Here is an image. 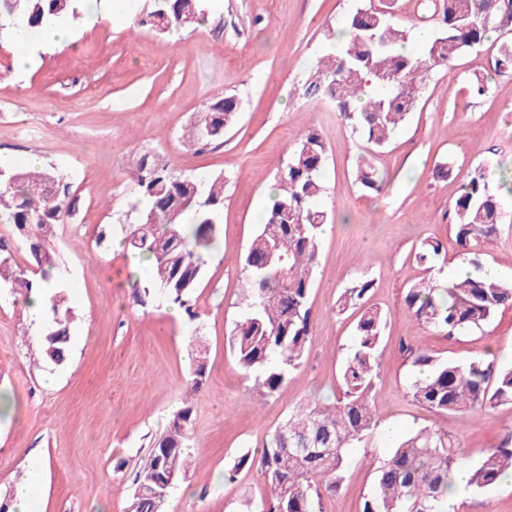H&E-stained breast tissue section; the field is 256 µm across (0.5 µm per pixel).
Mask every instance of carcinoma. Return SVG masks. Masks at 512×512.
<instances>
[{
  "label": "carcinoma",
  "mask_w": 512,
  "mask_h": 512,
  "mask_svg": "<svg viewBox=\"0 0 512 512\" xmlns=\"http://www.w3.org/2000/svg\"><path fill=\"white\" fill-rule=\"evenodd\" d=\"M442 25L425 35L427 60L402 51L412 35L393 23L386 0L356 8L346 20L347 38L336 55L322 59L308 90L332 101L370 149H381L418 104L417 77L421 69L442 66L447 72L467 49L484 45L494 31L512 28V0H442ZM204 17L201 0H153L147 15L160 33H172ZM75 19L73 0H0V34L15 28L35 32L53 19ZM512 70V41L500 43L496 71ZM213 136L203 141L196 127L189 139L207 146L220 143L237 119L233 96L217 97L206 106ZM327 147L309 128L296 143L287 167L277 177L278 195L240 262L246 273L243 308L229 338L237 366L255 376L260 395L272 398L302 364L312 338L309 298L314 285L327 212L316 205L323 191L322 171ZM135 189L148 200L138 222L128 225L125 246L152 267V285L168 302L194 317L192 296L205 265L204 255L218 247L224 210V177L207 181L176 176L154 156L131 160ZM52 182V193L42 191ZM356 182L365 190L381 184L368 160L358 165ZM75 190L64 175L49 168H17L0 175V223L14 225L32 259L21 269L15 260L0 262V285L28 295H43L46 329L42 353L61 364L69 354L71 316L66 285L56 280L54 228L75 211ZM456 242L468 256L467 274L452 286L422 281L408 289L405 304L419 324L446 332L450 338L483 329L501 310L512 306V284L484 270L476 248L499 234L500 202L485 182L472 178L455 200ZM442 244L421 243L414 260L430 265ZM374 280L363 277L346 289L338 310L365 302ZM384 316L369 308L354 327V343L344 362L343 396L334 404L308 402L288 413L268 436L261 452L240 455L225 472L232 480L248 467L256 468L272 499L259 512H322V493L337 491L349 464V449L370 438L378 427L370 395L382 372L379 348ZM193 378L190 390L203 385L207 351L192 341ZM414 377L411 399L436 412L460 419L499 405L512 404V368L477 358L467 363L437 358L407 348ZM192 408L188 403L171 416L165 434L156 438L136 473L128 512H162L174 485L170 470L185 474L189 460ZM465 469L468 486L482 490L512 470V430L501 445L480 462H468L462 444L446 431L421 428L401 439L378 466L375 490L363 512H442V498L454 473Z\"/></svg>",
  "instance_id": "obj_1"
}]
</instances>
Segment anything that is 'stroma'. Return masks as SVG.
Returning <instances> with one entry per match:
<instances>
[{"mask_svg":"<svg viewBox=\"0 0 512 512\" xmlns=\"http://www.w3.org/2000/svg\"><path fill=\"white\" fill-rule=\"evenodd\" d=\"M355 0H205L206 30L163 34L100 18L71 22L73 40L46 49L29 69L15 68L16 47L0 40V168L30 158L73 183L79 198L56 228L55 272L68 286L70 351L64 364L41 355L44 327L16 295L0 292V512H14L12 475L28 452L44 459L38 512H126L135 474L171 414L192 407L191 466L163 512H256L270 492L253 469L224 477L235 459L261 449L300 404L334 403L340 369L362 312L336 302L361 277L375 285L367 305L381 310L383 372L371 393L379 422L374 438L349 452L340 491L323 512H362L375 469L408 432L429 427L459 437L470 462L497 448L512 426V405L467 419L412 401L407 349L467 362L495 358L512 366V308L483 332L451 338L413 322L404 302L411 286L447 278L460 248L454 202L482 177L501 202V231L480 248L484 268L512 283V74L495 70L491 35L463 53L452 73L424 72L409 120L376 152L384 186L363 191L356 162L367 147L327 99L306 95L309 73L330 53ZM484 79L485 96L469 86ZM232 96L236 122L223 143L187 139L206 103ZM316 129L327 146L320 200L330 224L322 236L310 296L312 339L301 366L279 392L262 398L253 376L232 359L227 337L242 311L239 263L262 219L256 203L275 185L300 134ZM148 151L177 175L224 178V243L206 258L193 296L195 317H173L160 290L139 299L150 270L119 247L97 248L102 229L121 238L136 223L140 197L128 164ZM451 165V174L440 171ZM443 245L434 272L413 259L424 241ZM203 337L208 373L188 395L189 343ZM456 512H512V482L467 491Z\"/></svg>","mask_w":512,"mask_h":512,"instance_id":"stroma-1","label":"stroma"}]
</instances>
